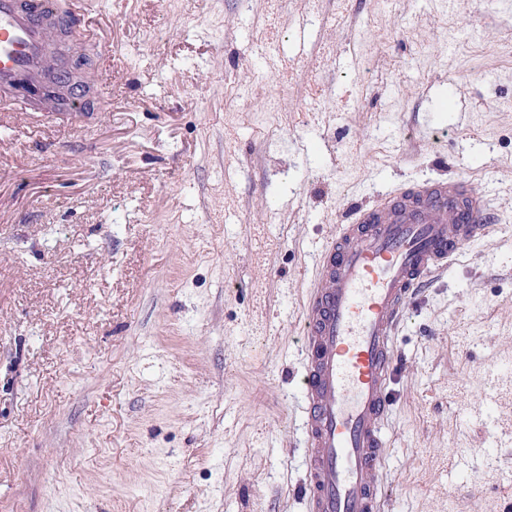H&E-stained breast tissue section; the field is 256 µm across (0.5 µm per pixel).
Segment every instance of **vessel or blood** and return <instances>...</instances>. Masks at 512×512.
Returning <instances> with one entry per match:
<instances>
[{
	"mask_svg": "<svg viewBox=\"0 0 512 512\" xmlns=\"http://www.w3.org/2000/svg\"><path fill=\"white\" fill-rule=\"evenodd\" d=\"M85 0H0V108L40 111L29 91L53 72L54 28L94 40ZM493 227L483 196L430 179L356 209L318 259L303 315L299 379L306 512H385L394 337L410 299Z\"/></svg>",
	"mask_w": 512,
	"mask_h": 512,
	"instance_id": "obj_1",
	"label": "vessel or blood"
}]
</instances>
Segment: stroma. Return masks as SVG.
<instances>
[{
  "label": "stroma",
  "mask_w": 512,
  "mask_h": 512,
  "mask_svg": "<svg viewBox=\"0 0 512 512\" xmlns=\"http://www.w3.org/2000/svg\"><path fill=\"white\" fill-rule=\"evenodd\" d=\"M91 112H0V512H305L302 312L352 210L494 217L394 339L387 512H502L512 0H89Z\"/></svg>",
  "instance_id": "35a3bbf8"
}]
</instances>
